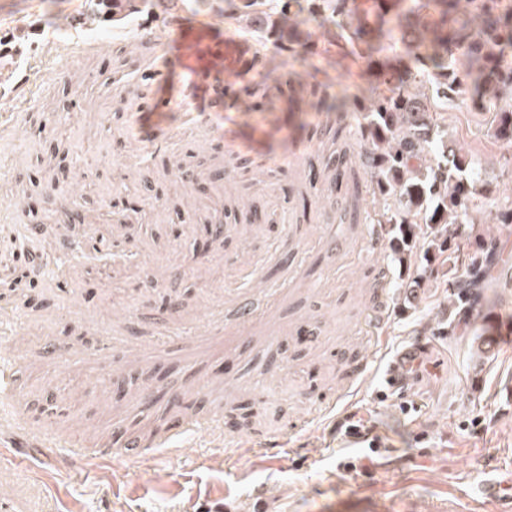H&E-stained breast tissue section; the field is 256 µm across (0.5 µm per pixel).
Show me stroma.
<instances>
[{
    "label": "stroma",
    "mask_w": 512,
    "mask_h": 512,
    "mask_svg": "<svg viewBox=\"0 0 512 512\" xmlns=\"http://www.w3.org/2000/svg\"><path fill=\"white\" fill-rule=\"evenodd\" d=\"M224 0L169 29L158 16L115 23L102 0H0V364L13 391L0 418L21 417L78 447L112 443L115 429L153 454L90 459L77 471L52 451L0 453V502L9 512H501L485 482L512 485V282L455 335L441 280L418 286L388 247L364 249L344 194L309 168L328 155L327 95L343 65L300 54L277 79L223 62L209 82L205 121L147 101L181 83L203 46L185 29L229 35ZM95 15L88 28L79 17ZM149 26L155 40L136 33ZM93 42L88 52L75 44ZM164 70L168 83L154 77ZM303 87L290 111L286 84ZM491 115L472 101L448 112V140L484 163L482 197L512 190V151H492ZM302 156L286 170L265 153ZM197 190L186 186V179ZM151 193H144V184ZM201 222L226 223L206 248ZM341 238L338 250L325 238ZM260 320L247 340L231 323L239 299ZM386 300L381 334L366 330ZM418 346L420 363L391 393L376 368ZM157 375L179 409L140 411V392L113 400L103 372ZM236 417V426L157 447L176 415ZM370 438L346 433L347 416ZM286 439L272 457L258 444Z\"/></svg>",
    "instance_id": "obj_1"
}]
</instances>
